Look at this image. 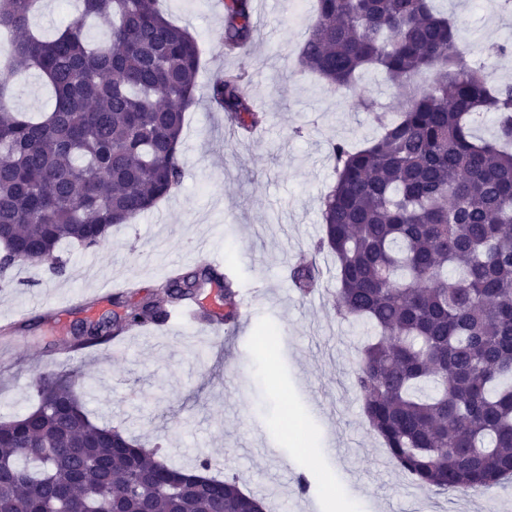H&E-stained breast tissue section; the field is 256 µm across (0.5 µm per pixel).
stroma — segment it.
Wrapping results in <instances>:
<instances>
[{
  "label": "stroma",
  "instance_id": "35a3bbf8",
  "mask_svg": "<svg viewBox=\"0 0 512 512\" xmlns=\"http://www.w3.org/2000/svg\"><path fill=\"white\" fill-rule=\"evenodd\" d=\"M453 18L465 45L512 44V13L474 0H433ZM170 19L194 34L202 49L201 89L186 112L181 188L132 223L114 228L96 249L61 244L64 276L23 264L0 286V326L32 317L15 347L0 336V422L32 409L33 382L63 365L98 423L116 426L158 451L159 459L193 470L218 460L213 476L237 477L267 512H512V483L484 494L428 491L392 463L371 430L354 387L356 362L368 326L340 318L334 308L336 269L316 253L322 199L336 182L329 145H363L380 129L358 104L370 97L398 110L384 74L365 71L357 89L338 93L297 66L298 48L314 5L296 23L294 0H255L256 40L247 55L220 48L223 10L217 0H162ZM78 0H41L32 30L53 36L79 12ZM247 68L248 92L266 124L242 139L212 109L205 84ZM14 110L36 117L51 105L37 71L14 80ZM219 257L234 269L252 305L221 337L171 319L69 355L56 346L73 325L113 310L125 281L155 293L172 266L189 268ZM316 259L318 292L301 295L291 266ZM273 327V350L260 347L261 328ZM308 474L307 493L296 490Z\"/></svg>",
  "mask_w": 512,
  "mask_h": 512
}]
</instances>
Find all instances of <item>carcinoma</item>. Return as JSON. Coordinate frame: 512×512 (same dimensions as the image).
I'll use <instances>...</instances> for the list:
<instances>
[{
  "mask_svg": "<svg viewBox=\"0 0 512 512\" xmlns=\"http://www.w3.org/2000/svg\"><path fill=\"white\" fill-rule=\"evenodd\" d=\"M38 0H0V282L22 263L65 262L58 246H99L168 197L184 179L180 146L196 102L201 51L157 0H80V16L50 39L29 28ZM220 47L247 53L256 37L252 0H223ZM301 69L349 90L377 68L403 99L381 135L351 148L330 144L336 183L323 200L317 250L336 256V313L372 324L355 386L370 427L394 465L426 490L478 492L512 476V82L493 85L466 62L457 23L431 0H316ZM107 24L98 43L86 21ZM36 69L55 96L39 120L10 108L11 77ZM435 72L427 86L420 76ZM246 71L207 87L210 105L251 131L265 116ZM496 114L490 138L472 120ZM290 277L320 285L311 260ZM171 309L206 288L237 320L230 277L203 262L168 278ZM147 298L75 326L90 346L133 326L165 321ZM75 382L39 376L37 403L0 424V512H112L134 497L142 512H251L257 499L235 477L189 474L152 459L110 426L92 422ZM203 488H182L187 476Z\"/></svg>",
  "mask_w": 512,
  "mask_h": 512,
  "instance_id": "cac0c4a2",
  "label": "carcinoma"
}]
</instances>
